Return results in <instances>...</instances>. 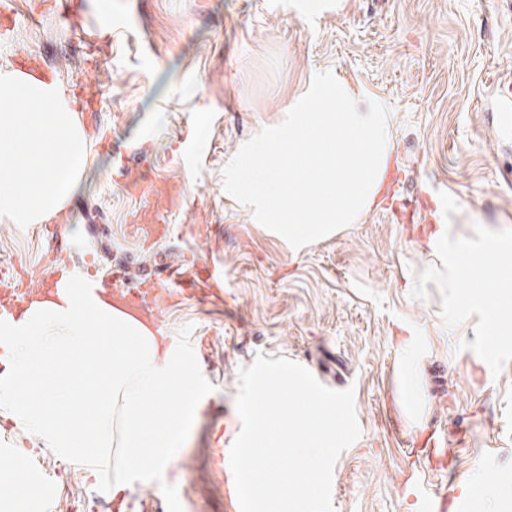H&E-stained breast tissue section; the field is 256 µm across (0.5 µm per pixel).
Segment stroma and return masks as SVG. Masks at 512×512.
I'll use <instances>...</instances> for the list:
<instances>
[{
  "instance_id": "stroma-1",
  "label": "stroma",
  "mask_w": 512,
  "mask_h": 512,
  "mask_svg": "<svg viewBox=\"0 0 512 512\" xmlns=\"http://www.w3.org/2000/svg\"><path fill=\"white\" fill-rule=\"evenodd\" d=\"M82 0L79 14L48 0H0L20 20L0 41V68L37 56L64 87L89 86L80 112L92 162L63 212L78 263L129 262L133 276L167 259L212 257L224 265V300L184 299L164 310L165 335L194 361L205 403L168 467L134 479L131 512L153 490L165 512H240L219 474L220 448L241 429V369L257 356L286 357L327 388H353L359 438L333 474L334 512H417L410 496L419 443L449 441L460 465L441 496L467 512H512V339L486 357L485 318L448 315L438 226L472 242L512 243V134L501 127L495 86L512 79V0H342L305 12L304 0ZM103 41L99 71L84 43ZM332 72L393 121L399 188L356 223L301 248L263 227L224 189L240 147L279 124L315 74ZM191 129L195 151L180 143ZM449 211L402 222L433 184ZM190 224L192 233L146 246L133 227ZM53 250L30 224L0 222V266L44 272ZM420 390H405L406 363ZM42 487L28 512H92L100 487L82 462H62L0 404V451Z\"/></svg>"
}]
</instances>
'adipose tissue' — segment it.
Wrapping results in <instances>:
<instances>
[{
	"label": "adipose tissue",
	"mask_w": 512,
	"mask_h": 512,
	"mask_svg": "<svg viewBox=\"0 0 512 512\" xmlns=\"http://www.w3.org/2000/svg\"><path fill=\"white\" fill-rule=\"evenodd\" d=\"M0 220L40 224L79 193L86 169L85 130L52 77L0 69ZM454 315L483 311V297L461 293L465 271L483 260L498 288L496 315L512 318V282L498 280L500 253L475 248L439 229ZM0 399L11 418L37 432L58 459L91 460L103 490L123 495L130 478L165 472L205 385L177 344L114 310L94 283L64 275L54 294L21 310L0 329ZM119 436L122 472L109 448Z\"/></svg>",
	"instance_id": "ef3b65f1"
}]
</instances>
